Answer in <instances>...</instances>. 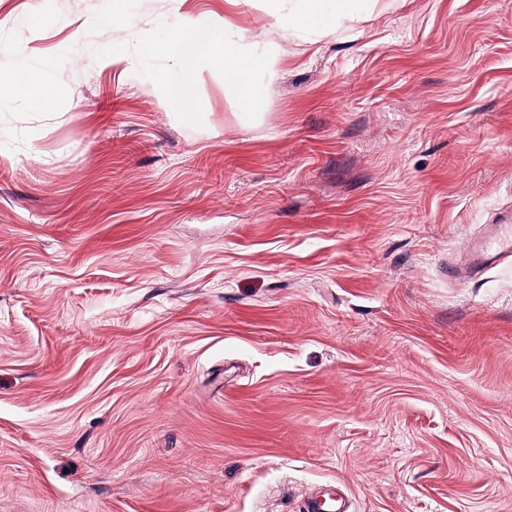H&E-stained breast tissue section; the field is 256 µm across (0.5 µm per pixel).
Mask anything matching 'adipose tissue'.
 Returning <instances> with one entry per match:
<instances>
[{
  "mask_svg": "<svg viewBox=\"0 0 512 512\" xmlns=\"http://www.w3.org/2000/svg\"><path fill=\"white\" fill-rule=\"evenodd\" d=\"M210 23L195 20L186 25L175 45V57L181 72L180 79L170 83L169 94L180 111L189 113L196 102L192 90V78L202 59L212 58L221 63L224 69V81L233 86L242 105L251 103L252 75L256 70L273 71L274 58L245 50L239 41L229 38L224 44L215 43L209 33ZM0 91L32 98L50 106L55 96L43 75L36 71H26L20 75L0 76Z\"/></svg>",
  "mask_w": 512,
  "mask_h": 512,
  "instance_id": "ef3b65f1",
  "label": "adipose tissue"
}]
</instances>
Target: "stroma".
I'll list each match as a JSON object with an SVG mask.
<instances>
[{
    "mask_svg": "<svg viewBox=\"0 0 512 512\" xmlns=\"http://www.w3.org/2000/svg\"><path fill=\"white\" fill-rule=\"evenodd\" d=\"M0 0V512H512V0ZM52 21L34 25L38 15ZM278 58L242 107L183 23ZM324 6V0H289L288 21L280 24L282 37L288 39L299 37L317 18ZM358 0H335L331 5L336 19L337 34L356 35L364 21L362 9L356 7ZM0 91L1 94L6 91L14 96L33 98L45 106L55 102V96L43 75L36 71H25L8 77L0 75ZM511 214L502 216L498 224H491V230L479 243L471 256L470 273L497 266L502 261L512 260V234L504 227L510 224Z\"/></svg>",
    "mask_w": 512,
    "mask_h": 512,
    "instance_id": "35a3bbf8",
    "label": "stroma"
}]
</instances>
